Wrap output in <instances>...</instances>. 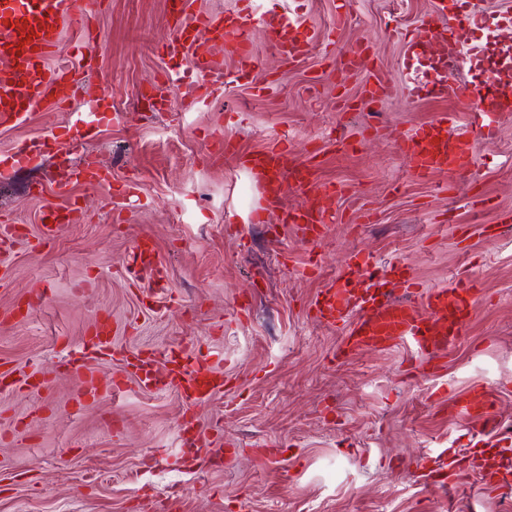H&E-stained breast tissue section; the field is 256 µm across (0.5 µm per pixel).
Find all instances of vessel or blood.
I'll list each match as a JSON object with an SVG mask.
<instances>
[{
	"instance_id": "1",
	"label": "vessel or blood",
	"mask_w": 512,
	"mask_h": 512,
	"mask_svg": "<svg viewBox=\"0 0 512 512\" xmlns=\"http://www.w3.org/2000/svg\"><path fill=\"white\" fill-rule=\"evenodd\" d=\"M90 4L91 0H0V127L20 124L31 113L49 106L67 103L71 108L80 109L85 104H99L108 99L106 89L94 86L87 78L85 65L54 66L50 63L64 28L86 14ZM169 13L172 37L166 54L179 59L184 71L202 78L221 77L224 57H218L210 46L211 41L217 40L223 42L225 56L236 59L239 75L254 74L255 54L249 33L257 14L252 0H242L237 13L223 18L198 10L196 0H172ZM267 26L273 47L284 58L292 61L308 53L309 42L300 36L295 19L273 17L268 19ZM369 51L366 45L348 50L340 60L341 72L357 75ZM481 53L482 48L477 44H451L449 55L439 57L433 73L416 80V89L428 96L454 99L466 105L470 123L458 127L453 114L448 112L405 136L402 153L414 178L426 180L442 172L461 175L471 171L478 139L492 132L491 117L512 114V91L501 88V73L487 74L480 86L461 78V71ZM366 91L379 101L392 95L395 86L389 75L378 69L368 77ZM214 144L224 153L236 156L249 172L260 189V202L265 209L279 208L283 183L292 162L291 147L276 144L241 154L233 142L220 135L215 136ZM41 154L40 141L25 144L15 153L0 158V175L35 163ZM108 178V173L89 157L74 169L72 183H99ZM70 185H56L55 193L65 204L43 211L38 244L48 243L58 224L80 222V210L68 204ZM335 195V190H324L316 208L292 215L291 220L297 223L303 239L314 242L324 235L330 224L329 214L335 208ZM359 261V255H352L341 272V284L326 288L313 303L319 320L336 328L340 334L337 357L409 343L414 347L411 362L415 369L437 372L442 358L462 334L464 317L475 316L479 303L484 300L475 280L451 288H429L414 300H397L382 292L381 281H368L359 276ZM119 272L135 285L146 276L159 285L166 282L156 244L148 236L137 239ZM111 342L112 319L104 313L85 331L84 355L66 360L67 370L82 381V388L74 397L75 404L106 394L120 398L130 377L147 389L161 384L175 389L195 405L224 390L223 366L197 357L188 347L165 358L150 348L124 352L122 373L114 376L110 384L101 385L87 358L106 350ZM465 408L476 412L483 430L498 429L499 414L488 389L476 390ZM179 439L190 459L198 449L211 445L208 435L191 421L183 423ZM436 465L447 470L448 484L452 487L472 477L485 488L512 487V469L494 457L460 454L451 459L437 458Z\"/></svg>"
}]
</instances>
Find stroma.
<instances>
[{"instance_id":"1","label":"stroma","mask_w":512,"mask_h":512,"mask_svg":"<svg viewBox=\"0 0 512 512\" xmlns=\"http://www.w3.org/2000/svg\"><path fill=\"white\" fill-rule=\"evenodd\" d=\"M254 2L257 13L297 18L312 43L291 63L255 25L265 83L239 77L225 57L213 99L191 104L193 80L184 76L171 84L168 110L152 111L153 80L175 67L160 50L170 34L167 0H101L86 18L97 49L88 76L111 94L110 110H84L89 133L73 148L63 141L78 116L61 107L0 127V154L33 139L46 144L36 164L0 176V216L28 231L0 256V369L50 380L38 397L22 386L0 392V512H159L164 504L169 512H512L477 482L445 490L420 479L422 462L452 449H512V117L481 141L472 176L416 180L392 137L448 112L468 121L465 105L407 87L409 71L431 69L426 57L405 68L407 36L426 22L440 28V7L480 11L482 26L459 33L484 48L462 72L479 83L512 46V0ZM360 42L372 54L359 75L341 76V54ZM377 68L399 85L379 103L364 91ZM218 133L243 151L292 145L294 167L310 176L302 185L286 180L284 209L341 188L320 242H304L281 211L254 221L260 195L235 157L212 154ZM89 154L111 170L110 181L73 186L83 221L33 246L40 212L58 202L56 183ZM130 181L138 191L128 200ZM143 236L155 239L169 269V298L143 301L117 273ZM352 252L371 255L374 275L400 261L423 287L476 279L485 300L443 370H411L408 345L335 359L339 335L310 304ZM33 286L46 303L18 319ZM104 311L116 349L194 342L223 364V393L192 408L175 391L132 381L119 401L103 396L74 409L81 381L61 363ZM477 385L493 389L502 434L448 411L447 400ZM188 410L233 445L223 467L183 466L177 423ZM115 418L124 423L117 435ZM267 445L280 450L271 467L255 454ZM149 455L157 464L141 468Z\"/></svg>"}]
</instances>
